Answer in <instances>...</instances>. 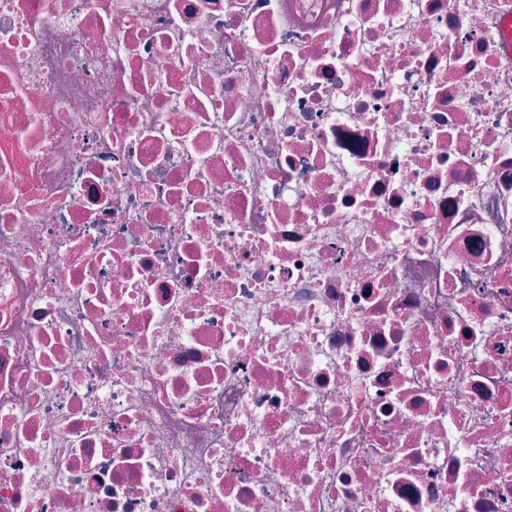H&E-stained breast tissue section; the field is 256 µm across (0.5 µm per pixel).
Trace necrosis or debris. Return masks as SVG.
<instances>
[{
  "label": "necrosis or debris",
  "instance_id": "4bbe7bcc",
  "mask_svg": "<svg viewBox=\"0 0 512 512\" xmlns=\"http://www.w3.org/2000/svg\"><path fill=\"white\" fill-rule=\"evenodd\" d=\"M512 0H0V512H512Z\"/></svg>",
  "mask_w": 512,
  "mask_h": 512
}]
</instances>
